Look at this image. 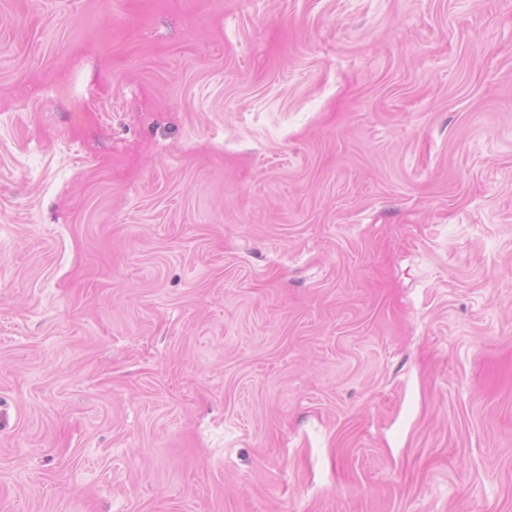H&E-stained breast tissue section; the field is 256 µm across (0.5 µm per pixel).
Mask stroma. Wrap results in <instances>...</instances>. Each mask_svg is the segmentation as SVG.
Here are the masks:
<instances>
[{
	"label": "stroma",
	"mask_w": 512,
	"mask_h": 512,
	"mask_svg": "<svg viewBox=\"0 0 512 512\" xmlns=\"http://www.w3.org/2000/svg\"><path fill=\"white\" fill-rule=\"evenodd\" d=\"M0 512H512V0H0Z\"/></svg>",
	"instance_id": "35a3bbf8"
}]
</instances>
